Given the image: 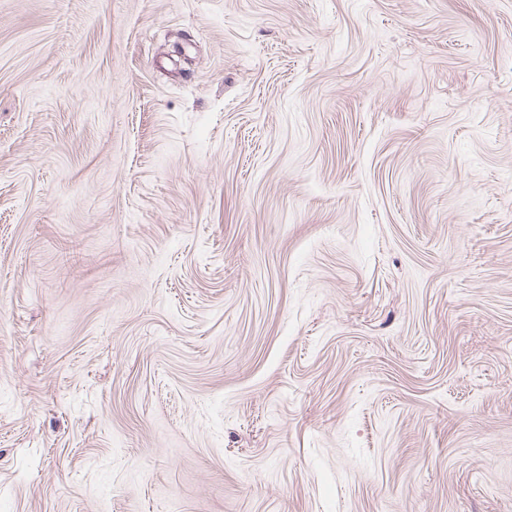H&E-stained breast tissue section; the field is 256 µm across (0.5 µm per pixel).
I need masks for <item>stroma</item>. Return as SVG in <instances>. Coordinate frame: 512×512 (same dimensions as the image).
<instances>
[{
    "instance_id": "obj_1",
    "label": "stroma",
    "mask_w": 512,
    "mask_h": 512,
    "mask_svg": "<svg viewBox=\"0 0 512 512\" xmlns=\"http://www.w3.org/2000/svg\"><path fill=\"white\" fill-rule=\"evenodd\" d=\"M0 512H512V0H0Z\"/></svg>"
}]
</instances>
